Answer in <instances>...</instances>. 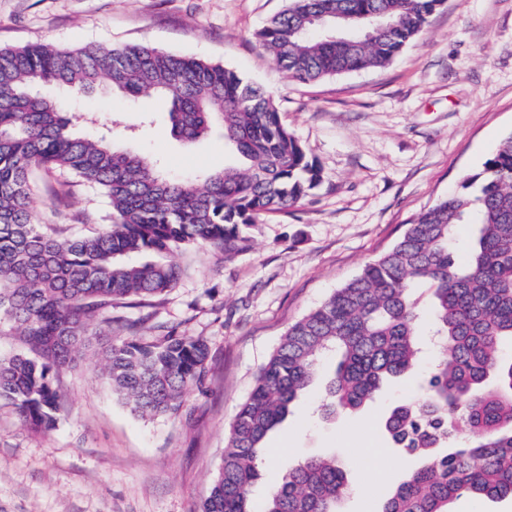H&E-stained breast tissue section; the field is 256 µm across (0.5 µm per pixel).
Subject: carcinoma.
Returning a JSON list of instances; mask_svg holds the SVG:
<instances>
[{
  "label": "carcinoma",
  "mask_w": 512,
  "mask_h": 512,
  "mask_svg": "<svg viewBox=\"0 0 512 512\" xmlns=\"http://www.w3.org/2000/svg\"><path fill=\"white\" fill-rule=\"evenodd\" d=\"M443 0H289L256 41L289 78L315 82L389 64ZM84 95L108 87L170 103L172 136L191 147L216 131L240 166L174 180L160 164L106 139L73 132L76 116L38 93ZM70 172L107 196L110 223L58 239L33 212L30 176ZM321 172L288 130L272 96L221 64L139 44L0 48V333L21 350L0 356V401L35 431L53 429L56 385L89 348L99 375L138 415H172L203 384L208 344L173 335L156 342L112 335V304L159 295L181 280L169 256L196 244L246 247L243 228L306 197ZM476 225L460 261L456 227ZM158 260L130 263V255ZM444 345L422 391L382 420L391 448L418 461L379 512H450L464 494L512 498V135L462 190L407 224L402 237L318 308L291 325L260 369L228 432L224 460L201 512H340L342 461L310 458L288 469L262 510L252 491L261 449L312 383L319 358L338 363L324 417L366 406L384 381L414 368L420 320Z\"/></svg>",
  "instance_id": "carcinoma-1"
}]
</instances>
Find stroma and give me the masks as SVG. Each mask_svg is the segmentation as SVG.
Wrapping results in <instances>:
<instances>
[{"instance_id":"obj_1","label":"stroma","mask_w":512,"mask_h":512,"mask_svg":"<svg viewBox=\"0 0 512 512\" xmlns=\"http://www.w3.org/2000/svg\"><path fill=\"white\" fill-rule=\"evenodd\" d=\"M288 0H0V48L144 43L212 61L271 91L284 124L322 172L321 184L286 210L263 216L245 250L201 246L180 255L187 271L163 295L113 304L112 332L156 341L198 336L211 350L201 387L173 415L137 416L96 375L86 351L61 371L62 413L35 432L0 402V512H200L224 458L226 435L260 367L288 328L390 248L408 222L480 173L512 134V0H444L388 65L312 83L287 75L255 34ZM45 95L82 116L78 135L161 159L168 177L235 164L221 133L184 147L155 96L135 100L57 87ZM38 219L59 237L107 224L108 198L78 177L31 176ZM443 354L425 349L415 370L384 386L355 414L322 418L318 406L337 359L318 376L267 442L253 497L262 501L304 459L336 453L350 493L342 512H377L414 465L389 447L380 422L414 395Z\"/></svg>"}]
</instances>
